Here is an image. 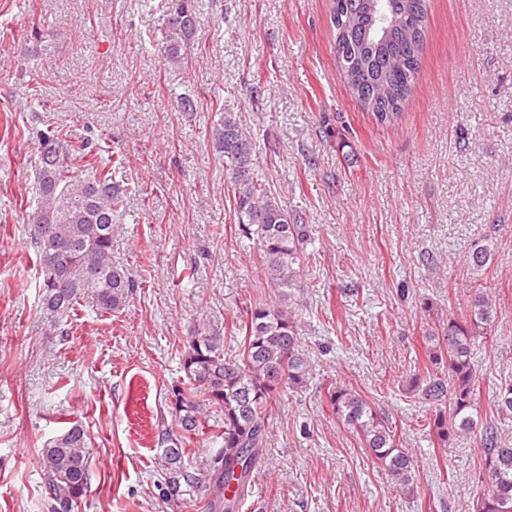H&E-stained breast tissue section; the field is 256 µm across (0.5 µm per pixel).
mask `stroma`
<instances>
[{
  "label": "stroma",
  "mask_w": 512,
  "mask_h": 512,
  "mask_svg": "<svg viewBox=\"0 0 512 512\" xmlns=\"http://www.w3.org/2000/svg\"><path fill=\"white\" fill-rule=\"evenodd\" d=\"M158 0H0V512H49L39 452L58 420L81 424L91 488L78 512H209L160 492L155 435L198 324L237 356L233 327L268 300L211 128L240 115L254 174L304 225L306 384L272 405L264 458L239 512H464L482 487L475 437L433 447L409 389L423 336L475 280L498 316L477 339L476 408L498 414L512 382V0H430L413 90L378 122L333 53L331 0H193L188 66L170 71ZM187 95L194 111L176 107ZM56 128L124 157L122 235L112 259L136 283L128 305H76L50 331L24 227L37 132ZM491 241L488 265L464 259ZM338 382L389 419L419 466L417 496L393 487L328 409ZM447 474H440V467Z\"/></svg>",
  "instance_id": "stroma-1"
}]
</instances>
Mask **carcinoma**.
I'll return each mask as SVG.
<instances>
[{"label":"carcinoma","instance_id":"cac0c4a2","mask_svg":"<svg viewBox=\"0 0 512 512\" xmlns=\"http://www.w3.org/2000/svg\"><path fill=\"white\" fill-rule=\"evenodd\" d=\"M428 0H332L334 53L348 86L363 108L381 123L398 118L419 68ZM165 60L184 64L195 16L192 0H160ZM216 151L233 175L239 235L257 247L264 277L275 295L271 303L246 309L236 325L239 353L224 357V337L205 329L190 336L182 355V379L171 386L169 410L176 428L158 434L165 467L162 496L180 505L201 494L214 512H236L251 493L252 473L263 458L269 434L268 411L286 388L300 387L309 373L297 313L304 293L301 274L307 234L292 224L265 184L253 177L251 137L234 112L212 129ZM118 164L105 162L61 133L40 138L35 170V206L27 235L42 276L40 301L45 319L60 329L76 304L90 300L103 313L126 306L135 283L112 264V241L122 232L126 188L112 178ZM487 245H475L466 258L471 273L489 262ZM468 314L424 336L423 374L411 385L431 412L430 442L450 447L453 437L472 435L481 450L478 481L488 491L467 512H512V443L497 427L474 414L479 373L472 351L486 337L498 308L486 290L467 288ZM336 418L357 436L386 472L397 491L411 496L418 466L397 428L382 418L356 390L337 382L326 388ZM216 423L213 448L194 465L188 448ZM50 512H73L90 491L87 434L69 422L41 451Z\"/></svg>","mask_w":512,"mask_h":512}]
</instances>
